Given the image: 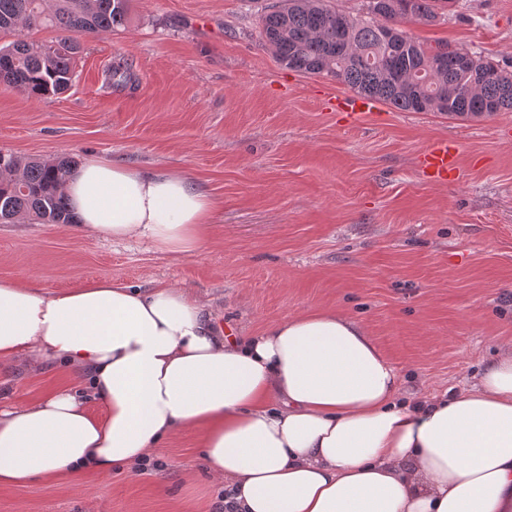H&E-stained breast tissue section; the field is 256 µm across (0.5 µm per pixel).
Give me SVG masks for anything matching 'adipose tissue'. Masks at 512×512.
<instances>
[{
  "label": "adipose tissue",
  "instance_id": "1",
  "mask_svg": "<svg viewBox=\"0 0 512 512\" xmlns=\"http://www.w3.org/2000/svg\"><path fill=\"white\" fill-rule=\"evenodd\" d=\"M87 230L161 251L204 241L216 200L187 176L91 158L72 168ZM59 363L76 386L0 406V484L134 466L196 430L237 512H512V351L470 387L401 396L360 322L327 309L224 336L189 292L0 279V361ZM100 412H92L91 403Z\"/></svg>",
  "mask_w": 512,
  "mask_h": 512
}]
</instances>
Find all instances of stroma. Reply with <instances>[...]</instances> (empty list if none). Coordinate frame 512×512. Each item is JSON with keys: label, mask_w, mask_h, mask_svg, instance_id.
Instances as JSON below:
<instances>
[{"label": "stroma", "mask_w": 512, "mask_h": 512, "mask_svg": "<svg viewBox=\"0 0 512 512\" xmlns=\"http://www.w3.org/2000/svg\"><path fill=\"white\" fill-rule=\"evenodd\" d=\"M270 0H130L128 25L86 35L63 94L0 86V151L96 156L190 176L221 207L189 254L75 224H0V278L44 291L109 279L167 284L204 303L222 332L254 336L335 309L361 322L410 396L475 382L512 350V112L462 120L378 103L347 123L334 80L284 69L262 47ZM406 31L512 66V0ZM460 142L459 176L423 177L433 143ZM75 374L0 363V404H26ZM161 470L117 467L0 485V512H211L221 490L183 431Z\"/></svg>", "instance_id": "35a3bbf8"}]
</instances>
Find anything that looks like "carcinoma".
Returning a JSON list of instances; mask_svg holds the SVG:
<instances>
[{
  "instance_id": "carcinoma-1",
  "label": "carcinoma",
  "mask_w": 512,
  "mask_h": 512,
  "mask_svg": "<svg viewBox=\"0 0 512 512\" xmlns=\"http://www.w3.org/2000/svg\"><path fill=\"white\" fill-rule=\"evenodd\" d=\"M459 0H365L351 15L330 0H280L260 17L262 45L281 66L329 77L402 112H440L462 119L512 111V71L458 47L439 56L408 35L409 22L433 25L457 12ZM129 0H0V84L36 99L67 91L80 38L127 25ZM33 28L58 33L49 42ZM73 161L0 152V224L27 217L74 224L66 195Z\"/></svg>"
}]
</instances>
